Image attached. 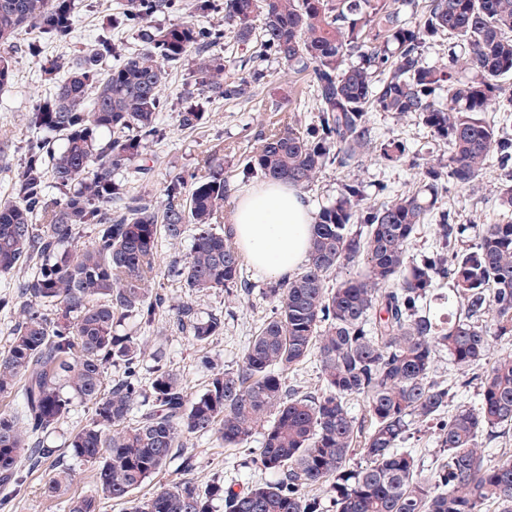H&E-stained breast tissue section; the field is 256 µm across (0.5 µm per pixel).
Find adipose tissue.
Returning a JSON list of instances; mask_svg holds the SVG:
<instances>
[{
    "label": "adipose tissue",
    "instance_id": "1",
    "mask_svg": "<svg viewBox=\"0 0 512 512\" xmlns=\"http://www.w3.org/2000/svg\"><path fill=\"white\" fill-rule=\"evenodd\" d=\"M314 212L298 187L270 180L241 197L231 224L243 255L265 275L279 279L306 263Z\"/></svg>",
    "mask_w": 512,
    "mask_h": 512
}]
</instances>
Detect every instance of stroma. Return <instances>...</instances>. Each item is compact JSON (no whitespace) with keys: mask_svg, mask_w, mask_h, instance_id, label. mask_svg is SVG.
Returning a JSON list of instances; mask_svg holds the SVG:
<instances>
[{"mask_svg":"<svg viewBox=\"0 0 512 512\" xmlns=\"http://www.w3.org/2000/svg\"><path fill=\"white\" fill-rule=\"evenodd\" d=\"M123 0H76L75 33L71 41L62 44L48 39L39 31L23 35L13 49L15 79L11 86L0 91V138L8 137L11 147L0 157V201L7 198L12 181L21 170L24 152L31 131L27 115L42 92L41 71L47 60L57 55H73L85 44L98 37L111 40L117 53L127 55L140 52L142 45L135 28L123 20ZM38 45V53H30V45ZM194 66L184 63L171 75L165 90L168 109L163 114V136L149 143L147 152L153 159V170L147 177H139L130 184L131 190L152 201H160L167 180L175 174L193 170L200 159L210 153H223L226 169L235 171L242 165L246 146L253 143L260 130L277 122L309 123L312 110V92L307 79L287 78L281 63H267V76L251 99L225 103L207 102L203 105L205 118L191 130L183 129L177 121L194 84ZM370 124L378 137L395 138L406 142L410 151L434 152L445 155V147L437 145L426 127L412 119H397L383 112L370 115ZM361 188L372 202L402 194L416 181L414 170L408 164L387 165L374 156L360 157L353 171ZM500 174L497 160H490L478 188L444 191L440 206L450 212L459 224H495L506 216L495 201L494 186ZM246 274L254 286L252 294L234 296L222 290L189 296L181 284L156 276L152 288L166 295L167 304L156 316L154 324L143 329L146 353L163 350L166 363L181 377L188 394L200 393L212 368H229L238 361L243 346L254 329L269 313V306L260 290L267 283L266 275L253 266H246ZM194 300L203 312H225L224 332L216 337L206 352H199L191 338L172 326V313L182 301ZM262 437L253 435L247 447L224 448L214 439L192 435L187 437V455L175 456L163 471L137 490V498L149 497L158 487L182 479L206 484L217 479L235 488L268 481V474L258 469L238 467L240 458L257 456ZM48 469H41L28 477L20 493L13 496L7 512H68L72 498L93 493L95 486L90 469L76 465L75 479L66 491L48 498L43 487L50 477Z\"/></svg>","mask_w":512,"mask_h":512,"instance_id":"obj_1","label":"stroma"}]
</instances>
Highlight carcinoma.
I'll use <instances>...</instances> for the list:
<instances>
[{
  "label": "carcinoma",
  "instance_id": "carcinoma-1",
  "mask_svg": "<svg viewBox=\"0 0 512 512\" xmlns=\"http://www.w3.org/2000/svg\"><path fill=\"white\" fill-rule=\"evenodd\" d=\"M175 7L127 0L124 17L143 51L108 66L113 46L98 38L44 68L49 92L31 112L12 198L0 203V276L24 273L14 293L0 295V309L22 313L0 354V398L21 397V410L0 412V487L15 492L46 465L49 493L71 484L73 468L44 437L79 402L92 417L65 448L93 467L98 493L71 500L69 512H99L102 498L127 512H214L216 500L224 512H324L308 489L325 483L334 512H484L490 504L512 512V455L482 451L484 438L512 432V357H493L494 344L512 337V221L456 224L438 206L445 185L475 186L494 157L503 172L496 201L512 212V94L502 84L512 77V0H428L421 11L416 0H224L217 25L149 24ZM32 29L70 41L73 0H0V46ZM226 39L255 50L232 61L213 52ZM445 42L447 61L429 64L426 51ZM189 58L204 99L251 98L271 59L309 78L313 120L260 132L245 152L244 178L305 189L327 167L349 168L366 153L410 162L419 176L381 204L347 179L316 213L302 271L263 288L270 313L237 366L212 371L193 398L161 352L143 380L141 338L120 332L129 319L151 325L166 304L150 288L161 234L177 241L194 232L188 258L164 270L189 295L251 293L232 228L215 227L237 190L224 158L208 154L204 173L172 176L158 203L126 188V175L151 170L145 148L162 133L163 88ZM13 77L12 56L0 54V90ZM493 105L502 112L496 124L482 116ZM372 112L429 128L447 158L422 161L403 141L376 137ZM177 117L194 128L204 113L190 104ZM431 217L444 248L417 261L407 245ZM356 260L360 276L328 285ZM446 283L461 313L443 322L424 303ZM175 321L202 351L224 332V313L204 314L190 299ZM439 352L477 373V406L447 413L469 380L434 379ZM313 356L321 387L287 384L284 373ZM112 366L121 375L109 380ZM355 398L361 421L350 410ZM416 422L433 423L447 451L431 470L402 447ZM257 431L259 455L239 466L271 480L236 491L183 479L134 498L184 450L185 436L243 448ZM357 452L363 464L352 467Z\"/></svg>",
  "mask_w": 512,
  "mask_h": 512
}]
</instances>
